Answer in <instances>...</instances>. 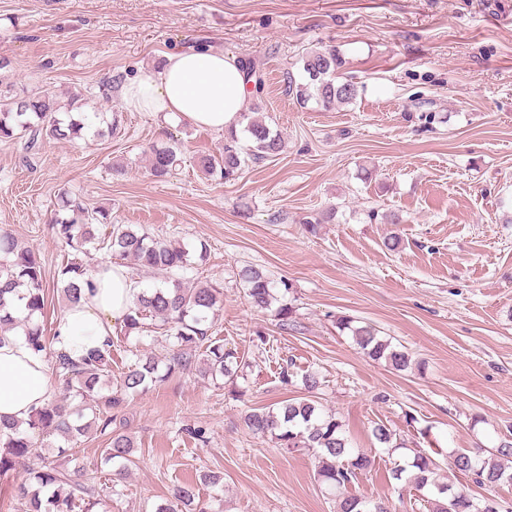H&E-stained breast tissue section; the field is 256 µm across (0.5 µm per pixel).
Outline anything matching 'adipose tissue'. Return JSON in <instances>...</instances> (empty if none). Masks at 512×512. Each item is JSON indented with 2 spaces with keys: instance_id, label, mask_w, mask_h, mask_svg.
Here are the masks:
<instances>
[{
  "instance_id": "adipose-tissue-1",
  "label": "adipose tissue",
  "mask_w": 512,
  "mask_h": 512,
  "mask_svg": "<svg viewBox=\"0 0 512 512\" xmlns=\"http://www.w3.org/2000/svg\"><path fill=\"white\" fill-rule=\"evenodd\" d=\"M123 106L162 121H174L218 133L235 131L251 102V85L235 56L218 51L165 54L141 67L119 88ZM79 303L67 305L59 324L58 346L80 357L100 346L123 321L139 292L125 266L102 263L92 269ZM54 396L49 365L23 333L0 343V422L25 421L32 408Z\"/></svg>"
}]
</instances>
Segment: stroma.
<instances>
[{"label":"stroma","instance_id":"obj_1","mask_svg":"<svg viewBox=\"0 0 512 512\" xmlns=\"http://www.w3.org/2000/svg\"><path fill=\"white\" fill-rule=\"evenodd\" d=\"M326 45L359 94L299 107L288 75ZM199 47L253 68L261 112L285 141L230 181L198 166L222 152L223 134L127 111L105 89L110 76ZM0 57L11 62L0 83L14 92L75 97L118 120L102 138L0 142V230L41 257L46 337L66 307L56 286L67 260L120 261L99 248L74 254L53 235L66 191L109 211L99 237L131 224L186 246L188 276L224 290L213 334L248 363L231 382L194 367L129 398L113 426L132 439L133 461L99 512H154L182 482L195 483L204 512H336L310 453L243 423L304 396L309 370L321 375L319 404L373 461L350 493L384 499L390 512H429L427 492L390 478L394 462L421 450L444 466L454 450L512 435V0H0ZM173 141L174 174L151 176L150 146ZM246 265L267 273L296 330L251 307L238 276ZM340 316L406 347L411 369L367 358ZM112 331L113 374L136 354L170 352ZM378 423L404 448H379ZM188 425L204 427L206 442ZM206 472L223 474V486L201 483Z\"/></svg>","mask_w":512,"mask_h":512}]
</instances>
